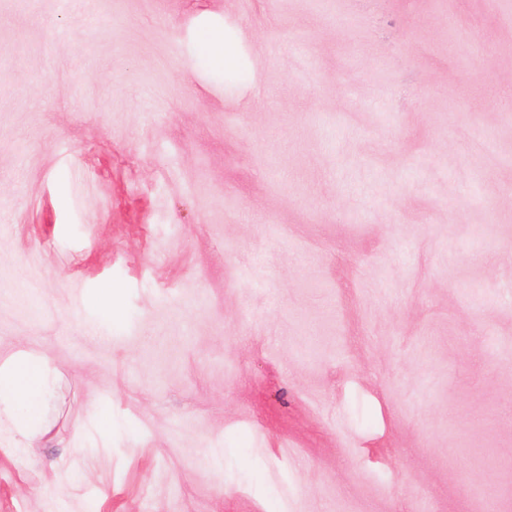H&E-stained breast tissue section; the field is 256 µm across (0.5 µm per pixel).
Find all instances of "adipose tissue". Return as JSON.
Returning <instances> with one entry per match:
<instances>
[{"label":"adipose tissue","instance_id":"ef3b65f1","mask_svg":"<svg viewBox=\"0 0 512 512\" xmlns=\"http://www.w3.org/2000/svg\"><path fill=\"white\" fill-rule=\"evenodd\" d=\"M56 380L57 371L45 357L19 351L0 363V420L8 421L26 443L40 434L38 425Z\"/></svg>","mask_w":512,"mask_h":512}]
</instances>
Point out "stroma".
<instances>
[{
    "label": "stroma",
    "instance_id": "stroma-1",
    "mask_svg": "<svg viewBox=\"0 0 512 512\" xmlns=\"http://www.w3.org/2000/svg\"><path fill=\"white\" fill-rule=\"evenodd\" d=\"M19 347L0 512H512V0H0ZM203 35L198 47L200 59L207 64H220L224 71L235 69L238 61L236 44L217 29L204 30ZM56 380L47 357L17 351L0 364V422L8 421L29 446L40 434L38 425Z\"/></svg>",
    "mask_w": 512,
    "mask_h": 512
}]
</instances>
